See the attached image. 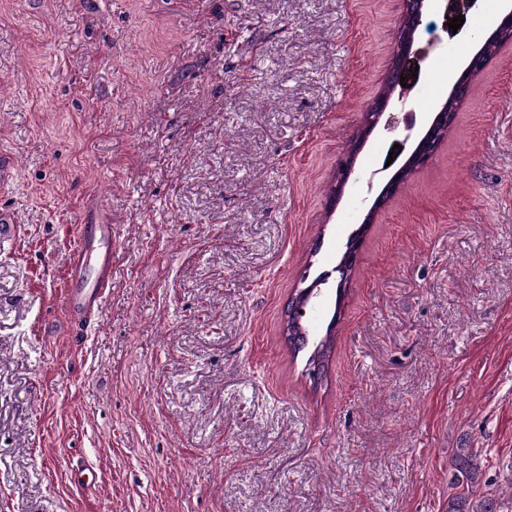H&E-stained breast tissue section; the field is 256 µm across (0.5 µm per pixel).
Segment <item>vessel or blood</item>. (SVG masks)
I'll use <instances>...</instances> for the list:
<instances>
[{
	"instance_id": "b4317fda",
	"label": "vessel or blood",
	"mask_w": 512,
	"mask_h": 512,
	"mask_svg": "<svg viewBox=\"0 0 512 512\" xmlns=\"http://www.w3.org/2000/svg\"><path fill=\"white\" fill-rule=\"evenodd\" d=\"M112 291V227L87 222L68 257L63 287L65 316L73 332H81L101 314Z\"/></svg>"
}]
</instances>
